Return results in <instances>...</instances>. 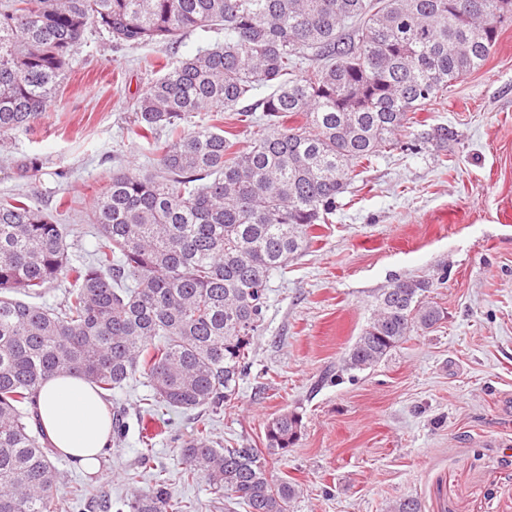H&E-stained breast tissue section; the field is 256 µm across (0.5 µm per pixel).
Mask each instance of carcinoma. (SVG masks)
Here are the masks:
<instances>
[{"label":"carcinoma","mask_w":512,"mask_h":512,"mask_svg":"<svg viewBox=\"0 0 512 512\" xmlns=\"http://www.w3.org/2000/svg\"><path fill=\"white\" fill-rule=\"evenodd\" d=\"M512 0H8L0 8V138L32 126L60 88L72 49L92 25L121 46L177 44L222 32L188 51L136 99V134L155 172L121 171L89 219L97 242L68 253L67 225L16 195L0 196V512H60V474L37 396L52 376L83 378L108 401L139 375L164 405L215 412L247 374L273 272L317 240L355 168L398 144L413 115L480 69ZM263 87L272 89L236 111ZM253 126L237 148L223 111ZM208 112L194 128L190 118ZM297 116L290 126L284 119ZM61 277L64 302L35 303ZM430 284L398 279L343 358L378 364L444 312L421 301ZM302 418L267 425V447L299 439ZM181 477L208 484L213 502L289 512L296 485L275 481L257 448L226 447L204 425L177 440ZM104 512H191L157 477Z\"/></svg>","instance_id":"carcinoma-1"}]
</instances>
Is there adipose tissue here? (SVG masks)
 <instances>
[{
	"instance_id": "ef3b65f1",
	"label": "adipose tissue",
	"mask_w": 512,
	"mask_h": 512,
	"mask_svg": "<svg viewBox=\"0 0 512 512\" xmlns=\"http://www.w3.org/2000/svg\"><path fill=\"white\" fill-rule=\"evenodd\" d=\"M38 414L60 453L83 469L97 467L112 420L85 380L62 373L52 377L39 392Z\"/></svg>"
}]
</instances>
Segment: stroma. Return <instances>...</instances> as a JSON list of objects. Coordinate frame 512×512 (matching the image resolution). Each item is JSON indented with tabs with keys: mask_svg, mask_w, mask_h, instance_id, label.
<instances>
[{
	"mask_svg": "<svg viewBox=\"0 0 512 512\" xmlns=\"http://www.w3.org/2000/svg\"><path fill=\"white\" fill-rule=\"evenodd\" d=\"M164 43L116 45L90 26L71 52L61 92L30 129L0 141V194H23L69 224V251L96 238L85 218L113 172L153 170L133 126L135 99L158 76L148 58ZM428 124L453 128L445 144L423 127L400 132L352 182L321 238L269 282L250 369L220 413L162 407L140 418L144 381L114 391L125 438L95 475L57 454L62 512H101L124 496L141 432L171 495L214 512L205 481L184 483L173 436L210 423L225 445L257 448L275 479L298 485L290 512H387L403 498L420 512H512V20L478 71L426 105ZM37 159L38 176L20 167ZM430 283L423 301L444 318L412 332L376 366L342 371L378 294L397 279ZM299 413L297 444L267 448L268 421ZM90 493L72 498L75 487Z\"/></svg>",
	"mask_w": 512,
	"mask_h": 512,
	"instance_id": "35a3bbf8",
	"label": "stroma"
}]
</instances>
